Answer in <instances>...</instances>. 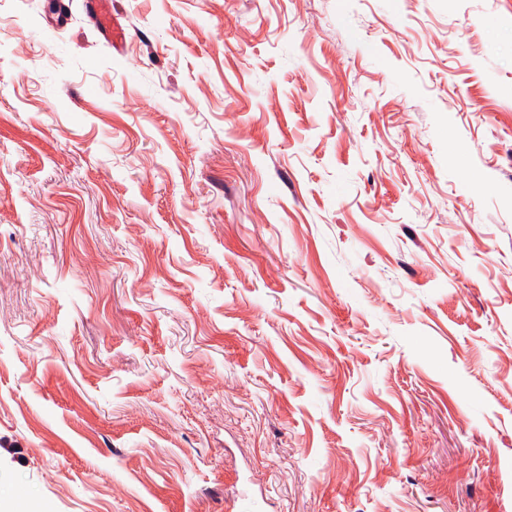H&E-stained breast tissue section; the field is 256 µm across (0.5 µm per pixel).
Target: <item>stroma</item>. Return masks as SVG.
I'll list each match as a JSON object with an SVG mask.
<instances>
[{
	"mask_svg": "<svg viewBox=\"0 0 512 512\" xmlns=\"http://www.w3.org/2000/svg\"><path fill=\"white\" fill-rule=\"evenodd\" d=\"M0 0V512H512V0ZM110 0H86L87 12L91 14L93 20L97 22L101 29L108 34L110 41L112 42V33L114 29L117 32V28L112 25V10L103 7V3L109 2Z\"/></svg>",
	"mask_w": 512,
	"mask_h": 512,
	"instance_id": "35a3bbf8",
	"label": "stroma"
}]
</instances>
